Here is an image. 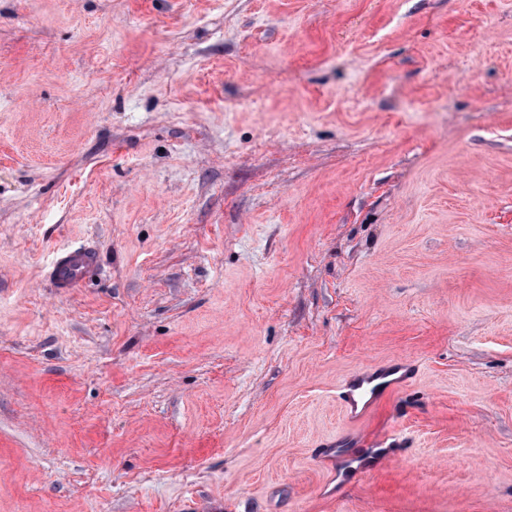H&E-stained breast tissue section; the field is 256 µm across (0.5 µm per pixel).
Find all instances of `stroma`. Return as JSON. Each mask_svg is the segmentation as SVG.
Segmentation results:
<instances>
[{"mask_svg": "<svg viewBox=\"0 0 512 512\" xmlns=\"http://www.w3.org/2000/svg\"><path fill=\"white\" fill-rule=\"evenodd\" d=\"M191 507L512 512V0H0V512ZM98 268L99 258L92 249L64 247L50 264L52 286L59 294L66 295L81 282L92 278ZM408 372L409 364L401 362L388 370L368 372L353 379L341 391V393H344V397H340V399L345 413L351 418H355L359 403L363 402V408L369 407L381 390L403 383L408 378ZM397 374H399L397 377L388 379ZM355 391H358L357 398L355 397Z\"/></svg>", "mask_w": 512, "mask_h": 512, "instance_id": "1", "label": "stroma"}]
</instances>
